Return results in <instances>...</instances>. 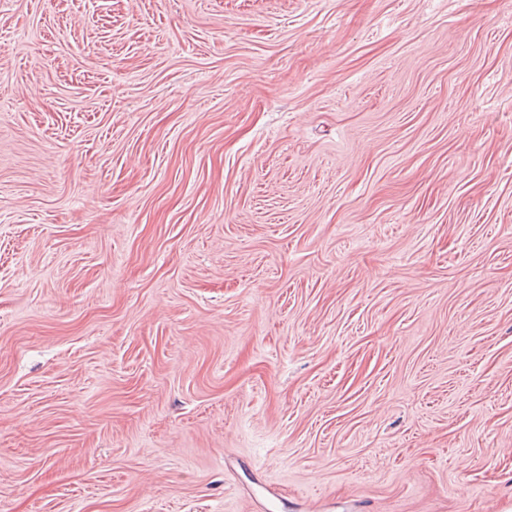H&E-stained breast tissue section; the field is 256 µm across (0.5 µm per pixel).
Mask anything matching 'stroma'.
Masks as SVG:
<instances>
[{
	"label": "stroma",
	"mask_w": 512,
	"mask_h": 512,
	"mask_svg": "<svg viewBox=\"0 0 512 512\" xmlns=\"http://www.w3.org/2000/svg\"><path fill=\"white\" fill-rule=\"evenodd\" d=\"M0 512H512V0H0Z\"/></svg>",
	"instance_id": "stroma-1"
}]
</instances>
